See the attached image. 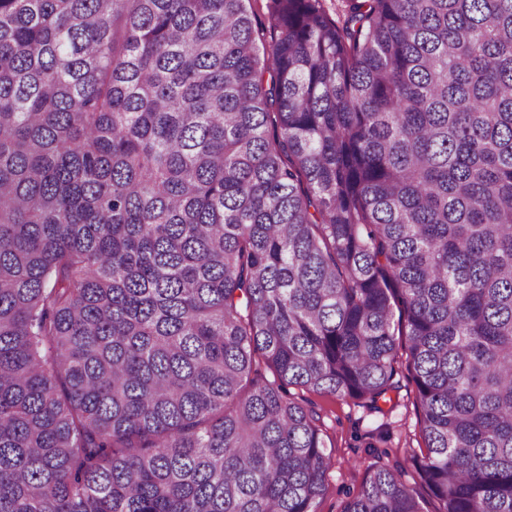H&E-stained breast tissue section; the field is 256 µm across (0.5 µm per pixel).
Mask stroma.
I'll return each instance as SVG.
<instances>
[{"instance_id":"stroma-1","label":"stroma","mask_w":512,"mask_h":512,"mask_svg":"<svg viewBox=\"0 0 512 512\" xmlns=\"http://www.w3.org/2000/svg\"><path fill=\"white\" fill-rule=\"evenodd\" d=\"M398 388L382 412L353 401L311 394L332 454L326 492L318 512H342L350 494L358 492L367 472L381 460L398 466L403 480L418 481L412 456L424 449L415 392L406 371H399Z\"/></svg>"}]
</instances>
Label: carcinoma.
Segmentation results:
<instances>
[{
	"instance_id": "cac0c4a2",
	"label": "carcinoma",
	"mask_w": 512,
	"mask_h": 512,
	"mask_svg": "<svg viewBox=\"0 0 512 512\" xmlns=\"http://www.w3.org/2000/svg\"><path fill=\"white\" fill-rule=\"evenodd\" d=\"M256 2L0 0V512H317L290 388L402 365L437 512H512V0Z\"/></svg>"
}]
</instances>
